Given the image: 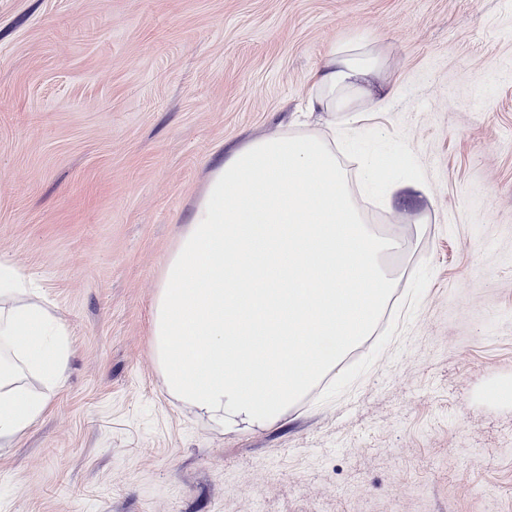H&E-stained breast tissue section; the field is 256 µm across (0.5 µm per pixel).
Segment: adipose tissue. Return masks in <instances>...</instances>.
<instances>
[{"label":"adipose tissue","instance_id":"obj_1","mask_svg":"<svg viewBox=\"0 0 512 512\" xmlns=\"http://www.w3.org/2000/svg\"><path fill=\"white\" fill-rule=\"evenodd\" d=\"M366 42L330 45L311 75L301 116L327 133L280 131L229 150L210 172L154 297L155 362L169 394L219 427H268L335 373L372 335L393 293L385 255L356 197L386 207L427 195L413 178L378 188V166L341 153L393 86ZM66 325L30 276L0 257V447L45 412L70 356Z\"/></svg>","mask_w":512,"mask_h":512}]
</instances>
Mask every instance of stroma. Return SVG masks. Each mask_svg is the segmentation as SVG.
<instances>
[{
    "instance_id": "stroma-1",
    "label": "stroma",
    "mask_w": 512,
    "mask_h": 512,
    "mask_svg": "<svg viewBox=\"0 0 512 512\" xmlns=\"http://www.w3.org/2000/svg\"><path fill=\"white\" fill-rule=\"evenodd\" d=\"M398 92L354 141L430 194L377 338L267 428L167 393L152 304L213 166L287 125L332 43ZM68 327L0 447V512H512V0H0V257Z\"/></svg>"
}]
</instances>
